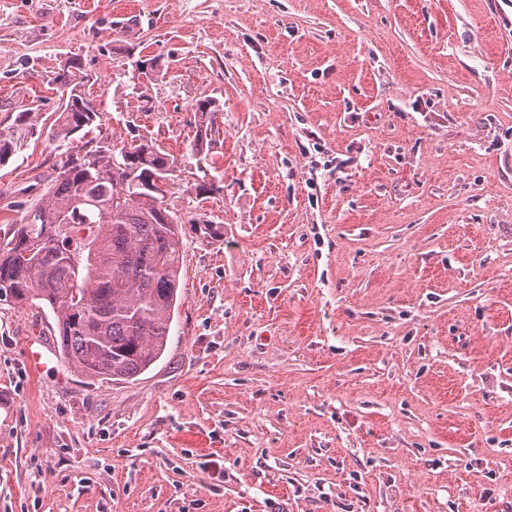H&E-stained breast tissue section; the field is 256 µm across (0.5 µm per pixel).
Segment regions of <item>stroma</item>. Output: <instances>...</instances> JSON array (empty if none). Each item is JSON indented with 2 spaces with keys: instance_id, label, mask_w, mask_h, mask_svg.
Wrapping results in <instances>:
<instances>
[{
  "instance_id": "1",
  "label": "stroma",
  "mask_w": 512,
  "mask_h": 512,
  "mask_svg": "<svg viewBox=\"0 0 512 512\" xmlns=\"http://www.w3.org/2000/svg\"><path fill=\"white\" fill-rule=\"evenodd\" d=\"M74 57L75 144L178 161L180 304L149 370L91 383L0 302V512H512V0H0V129L35 95L51 125ZM57 158L0 165V220ZM219 107L216 100L209 96L197 99L191 106L196 129L191 146V156L197 159V163L206 160L216 141L215 132L218 129V121L223 115Z\"/></svg>"
}]
</instances>
